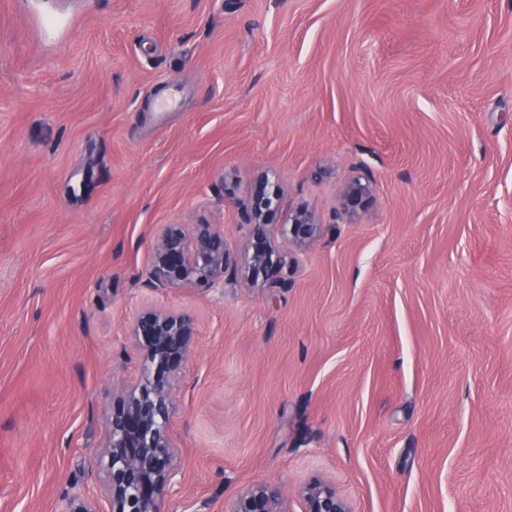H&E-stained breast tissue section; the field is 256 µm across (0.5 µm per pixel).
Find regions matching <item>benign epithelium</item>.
I'll return each instance as SVG.
<instances>
[{"label": "benign epithelium", "instance_id": "7a95c632", "mask_svg": "<svg viewBox=\"0 0 512 512\" xmlns=\"http://www.w3.org/2000/svg\"><path fill=\"white\" fill-rule=\"evenodd\" d=\"M370 193L368 181L351 180L344 189V211L355 212ZM246 214L250 235L243 280L252 283L261 275L270 287L287 285L294 257L275 245L270 224L282 219L283 231L297 249L314 241L321 225L304 207L281 217L280 197L270 190L266 174L255 177ZM230 265L223 225L197 224L188 232L182 224H163L150 241L148 283L154 289L208 292L224 286ZM197 332L193 312L155 305L146 307L131 326L142 374L138 381L112 390V404L104 413L101 471L112 512H160V498L174 476L178 454L170 423L178 409L180 370ZM301 498L302 512H353L336 487L322 481L304 487ZM225 512H288L287 497L277 485L257 484Z\"/></svg>", "mask_w": 512, "mask_h": 512}]
</instances>
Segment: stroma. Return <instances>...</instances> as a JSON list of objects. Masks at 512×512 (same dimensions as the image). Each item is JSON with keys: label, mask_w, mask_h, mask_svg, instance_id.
Masks as SVG:
<instances>
[{"label": "stroma", "mask_w": 512, "mask_h": 512, "mask_svg": "<svg viewBox=\"0 0 512 512\" xmlns=\"http://www.w3.org/2000/svg\"><path fill=\"white\" fill-rule=\"evenodd\" d=\"M261 173L322 226L284 288L240 275ZM162 224L223 225V292L148 289ZM150 303L200 324L161 512H512V0H0V512H110ZM371 186L368 181L361 178L351 180L344 189L343 209L347 213H353L369 198ZM302 512H353L348 500L336 487L314 481L301 491ZM225 512H288L283 490L271 483L257 484L232 501Z\"/></svg>", "instance_id": "obj_1"}]
</instances>
